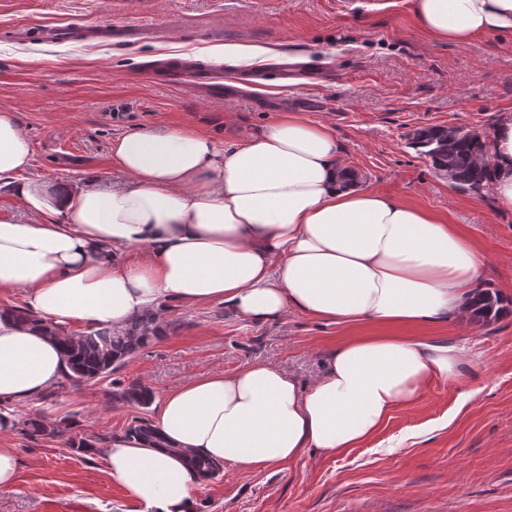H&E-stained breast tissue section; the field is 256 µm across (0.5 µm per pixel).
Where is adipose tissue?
I'll list each match as a JSON object with an SVG mask.
<instances>
[{
  "label": "adipose tissue",
  "mask_w": 512,
  "mask_h": 512,
  "mask_svg": "<svg viewBox=\"0 0 512 512\" xmlns=\"http://www.w3.org/2000/svg\"><path fill=\"white\" fill-rule=\"evenodd\" d=\"M434 40L512 35V0H413ZM128 182L70 190L26 178L29 142L0 112V182L25 222L0 216V289L22 294L39 318L124 328L163 302L221 303L239 318L296 311L331 322L417 325L471 319L485 258L444 216L340 178L339 145L320 122L291 112L221 146L184 127L114 139ZM496 203L512 208V114L494 125L483 157ZM140 253L137 262L123 259ZM456 346L425 336H361L339 343L313 386L269 362L210 372L169 392L157 424L170 449L119 436L106 444L107 476L139 512H194L193 479L173 447L263 471L307 449L336 455L414 403L429 379L460 375ZM57 344L0 318L3 404L54 387Z\"/></svg>",
  "instance_id": "1"
}]
</instances>
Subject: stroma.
Returning a JSON list of instances; mask_svg holds the SVG:
<instances>
[{
	"instance_id": "obj_1",
	"label": "stroma",
	"mask_w": 512,
	"mask_h": 512,
	"mask_svg": "<svg viewBox=\"0 0 512 512\" xmlns=\"http://www.w3.org/2000/svg\"><path fill=\"white\" fill-rule=\"evenodd\" d=\"M121 27L125 42L76 36L55 43L21 37L41 26ZM240 47L224 61L215 98L165 78L154 62L193 60ZM304 62L278 76L287 55ZM0 109L29 141L28 177L53 185L93 179L125 184L110 165L113 139L139 130L190 126L244 137L289 112L325 123L343 166L359 183L447 214L485 254L483 287L512 301V209L491 192L458 190L408 139L444 125L491 132L512 113V38L438 42L418 25L412 0H0ZM163 336L120 373L158 400L209 372L270 362L301 385L318 379L332 347L372 336L370 325L330 323L298 312L272 322L235 317L222 304L167 302ZM463 346L455 379H433L413 404L393 409L379 431L336 455L310 449L302 460L262 472L235 465L195 485L198 512H512V314L487 325L448 320L410 328ZM109 381L65 382L17 406V420L74 421L102 441L141 410L112 403ZM15 484L0 489V512H136L112 485L100 455H76L63 441L13 429Z\"/></svg>"
}]
</instances>
